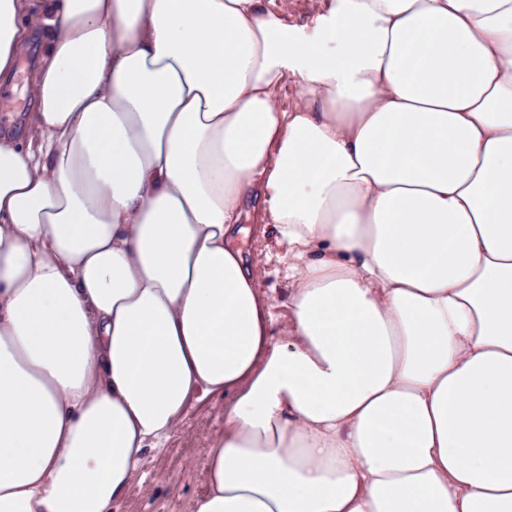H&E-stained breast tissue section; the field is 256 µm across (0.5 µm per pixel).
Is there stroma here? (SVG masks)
Wrapping results in <instances>:
<instances>
[{
    "instance_id": "1",
    "label": "stroma",
    "mask_w": 512,
    "mask_h": 512,
    "mask_svg": "<svg viewBox=\"0 0 512 512\" xmlns=\"http://www.w3.org/2000/svg\"><path fill=\"white\" fill-rule=\"evenodd\" d=\"M48 50V36L30 33L27 49L10 77L0 80V104H5L10 121L0 120V137L18 139L26 134V119L33 107L30 80L40 56ZM241 222L247 235L239 246L262 272V288L285 297V248L275 225L264 224L254 209H247ZM224 432V400L210 397L194 403L178 432L162 451L148 452L143 464L144 482L130 490L112 507V512H192L193 499L206 488V465L213 440Z\"/></svg>"
}]
</instances>
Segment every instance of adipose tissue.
Returning <instances> with one entry per match:
<instances>
[{"mask_svg":"<svg viewBox=\"0 0 512 512\" xmlns=\"http://www.w3.org/2000/svg\"><path fill=\"white\" fill-rule=\"evenodd\" d=\"M39 26L0 512H112L208 396L194 512H512V0H332L312 40L263 0H0V76ZM254 210L248 207L243 214L240 223L248 228V233L240 236L237 243L248 254V260L262 271V288L272 289L276 296L284 298L288 291L283 264L285 246L279 243L275 225L259 224Z\"/></svg>","mask_w":512,"mask_h":512,"instance_id":"obj_1","label":"adipose tissue"}]
</instances>
